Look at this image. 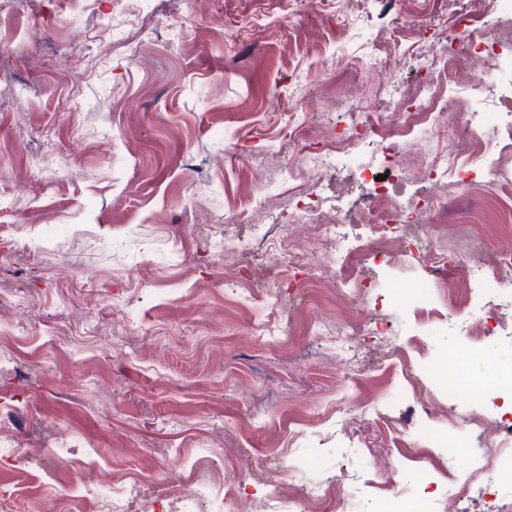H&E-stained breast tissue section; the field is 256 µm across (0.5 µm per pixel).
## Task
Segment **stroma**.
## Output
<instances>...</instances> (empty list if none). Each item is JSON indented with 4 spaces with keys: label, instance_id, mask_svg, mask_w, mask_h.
I'll use <instances>...</instances> for the list:
<instances>
[{
    "label": "stroma",
    "instance_id": "1",
    "mask_svg": "<svg viewBox=\"0 0 512 512\" xmlns=\"http://www.w3.org/2000/svg\"><path fill=\"white\" fill-rule=\"evenodd\" d=\"M119 7L0 6V295L10 300L0 313V498L14 512H99L77 494L86 473L104 492L116 475L171 486L198 458L274 486L288 477L283 450L295 430L319 477L349 486L355 512H380L360 480L393 468L418 490L417 468L398 454L417 420L404 406L387 419L358 407L393 397L399 369L380 365L368 338L364 375L348 373L305 336L311 317L360 313L332 280L296 311L238 306V288L278 271L252 238L248 204L257 189L281 208L311 185L290 113L305 115L312 136L331 130L340 87L357 112L387 111L389 84L437 73L445 43L462 44L489 14L458 0H402L387 28L372 0L318 10L307 0H209L202 12L130 0V28L117 22ZM387 39L391 55L374 56ZM350 47L358 65H340ZM447 113L414 135L408 176L446 149L459 125L458 111ZM289 167L293 178L273 180ZM223 227L250 240L248 264L211 253ZM496 274L512 290V273L456 254L441 268L400 265L388 286L445 278L462 293L470 276ZM276 317L292 325L286 345L255 340L257 324ZM387 320L423 364L456 380L458 336L409 308H388ZM465 374L470 393L436 394V436L471 396L512 383V339L487 338ZM326 419L353 430L351 441L325 443ZM15 442L76 454L61 470L16 455Z\"/></svg>",
    "mask_w": 512,
    "mask_h": 512
}]
</instances>
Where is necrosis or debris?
<instances>
[{
    "mask_svg": "<svg viewBox=\"0 0 512 512\" xmlns=\"http://www.w3.org/2000/svg\"><path fill=\"white\" fill-rule=\"evenodd\" d=\"M486 10L500 13L502 23L481 26L471 31L468 42L453 48L452 59L459 62L472 52L484 53L487 65L471 73L466 96L460 106L470 109L484 88L496 90L494 109L497 121L486 129L468 127L465 139L452 138L436 164L427 168L424 179L437 186L441 197H448L463 185L512 197V84L501 85V72H512V0H485ZM450 85L447 68L437 76L413 81H399L390 86L388 98L397 111L380 112L367 123L358 113H349L347 124L329 134L315 149L303 151L299 161L313 176L338 168L345 160L358 159L361 171L389 170L390 184L374 186L369 199L355 210H340L334 198L314 188L302 201L288 205V221L312 225L325 252L328 267L339 285L342 298L361 306L357 320L311 322L308 333L326 347L335 349L346 366L358 364V337H374L385 360L413 372L414 361L406 348L389 339L371 316L376 300L362 278V270L376 264L393 266L409 259L432 257L444 259L448 227L469 223L466 210H451L410 193L401 177L400 156L410 135L422 126L439 121L449 104ZM265 252L269 258H287L288 274L284 285L313 288L317 272L308 266L296 245H285L283 237H267ZM414 307L421 317L433 322L446 320L449 330L464 337L470 352L481 349L490 336L512 337V292L487 282L458 299L445 281H416L400 299ZM503 418L489 405L468 417L466 424L478 429L475 441L456 440L452 446L471 462L465 475L457 477L458 497L470 512H499V486L503 481L501 466L512 464V449L494 445L482 429L487 423H502ZM291 470L305 477L301 485L284 484L262 490L255 496L257 512H297L308 506L311 512H338L341 495L336 486L310 478L311 462L307 454L289 448ZM215 476L207 462H199L190 483L171 494L160 495L156 482L137 477L114 484L105 496V512H198L202 503L221 508L224 499L216 491Z\"/></svg>",
    "mask_w": 512,
    "mask_h": 512,
    "instance_id": "1",
    "label": "necrosis or debris"
}]
</instances>
